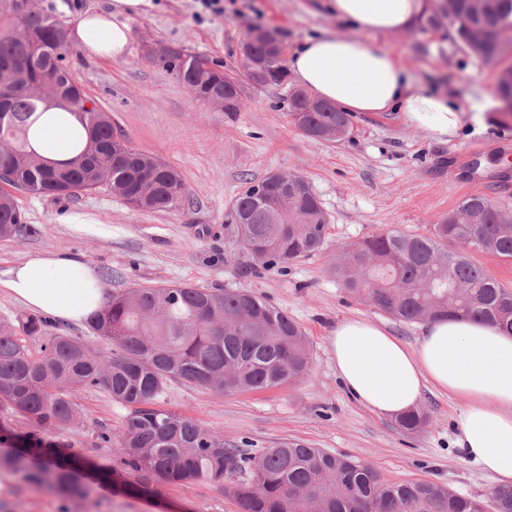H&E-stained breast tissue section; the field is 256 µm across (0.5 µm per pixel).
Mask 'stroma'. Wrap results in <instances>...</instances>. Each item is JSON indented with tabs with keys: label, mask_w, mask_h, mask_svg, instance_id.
Segmentation results:
<instances>
[{
	"label": "stroma",
	"mask_w": 512,
	"mask_h": 512,
	"mask_svg": "<svg viewBox=\"0 0 512 512\" xmlns=\"http://www.w3.org/2000/svg\"><path fill=\"white\" fill-rule=\"evenodd\" d=\"M130 21L133 40L119 61L69 58L70 74L109 112L136 151L176 168L188 201L166 212L130 208L99 190L60 198L18 193L27 232L0 239V270L45 254L84 257L100 272L107 292L165 284L243 288L285 311L305 332L312 350L309 373L270 390L216 394L187 382L170 384L162 408L191 417L225 442L241 448H273L296 440L345 454L374 467L384 481H429L482 499L495 481L463 461L454 446L461 400L427 392L428 416L420 431L402 430L348 395L332 361L328 332L336 321L361 317L416 345L420 326L402 323L349 293L329 268L340 248L389 229L427 233L469 194L512 196V119L499 122L497 74L512 66V53L480 62L460 51L447 20L377 34L418 85L441 87L462 106L485 104L487 127L463 130L440 144L407 127L395 112H357L353 131L339 143L317 144L291 124L286 89L245 85L240 112L216 110L196 99L162 64L150 59V43L203 54L225 72L243 78L239 47L249 32L274 31L283 55L307 36L326 29L348 34L324 0H219V11L201 0H152ZM305 176L330 217L325 249L280 269L242 253L224 234V214L242 188L243 176ZM84 212L110 228L97 237L74 230L69 214ZM79 425L46 434L86 462L82 481L90 499L58 495L0 469V512H240L214 484H158L143 473L123 471L119 484L100 482V471L117 464V443L97 441V431L120 432L125 407L100 390L78 392Z\"/></svg>",
	"instance_id": "obj_1"
}]
</instances>
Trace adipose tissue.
<instances>
[{"label": "adipose tissue", "instance_id": "ef3b65f1", "mask_svg": "<svg viewBox=\"0 0 512 512\" xmlns=\"http://www.w3.org/2000/svg\"><path fill=\"white\" fill-rule=\"evenodd\" d=\"M426 0H327L347 35L327 30L306 37L287 61L299 86L344 112H399L407 126L446 144L464 127L485 128L480 105L464 108L440 90L416 86L411 74L379 44V33L417 23ZM151 0H112L108 12L89 11L71 27L86 56L123 59L132 40L130 20ZM87 130L78 115L42 107L31 128V149L52 162H68L84 149ZM0 290L33 311L79 323L100 309L106 290L89 262L47 253L0 273ZM336 371L371 412L400 417L419 407L426 390L463 403L455 446L467 462L512 485V336L485 322L439 319L410 347L385 327L363 318L337 321L329 337Z\"/></svg>", "mask_w": 512, "mask_h": 512}]
</instances>
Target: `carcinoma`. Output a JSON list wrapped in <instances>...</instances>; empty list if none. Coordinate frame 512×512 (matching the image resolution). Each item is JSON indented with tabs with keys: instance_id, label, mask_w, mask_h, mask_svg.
<instances>
[{
	"instance_id": "1",
	"label": "carcinoma",
	"mask_w": 512,
	"mask_h": 512,
	"mask_svg": "<svg viewBox=\"0 0 512 512\" xmlns=\"http://www.w3.org/2000/svg\"><path fill=\"white\" fill-rule=\"evenodd\" d=\"M13 0H0V239L23 236L25 215L14 192L72 196L106 188L130 207L164 212L187 198L180 172L133 150L109 113L73 85L66 68L72 51L63 23L35 5L21 18ZM444 10L453 41L477 60L499 58L503 33L512 30V0H448L435 4L424 24ZM259 87H283L288 71L276 36L249 45ZM152 59L173 72L195 96L224 112L241 108V85L205 55L162 47ZM50 99L79 113L89 141L79 158L51 165L29 147L31 117ZM288 116L316 143L340 142L351 114L288 90ZM330 219L302 175L271 173L245 181L224 218L225 235L260 262L285 267L322 251ZM492 254L512 262V203L485 193L464 197L427 234L389 231L343 247L332 272L344 288L403 323L462 316L512 334V289L473 259ZM92 339L50 332L36 314L0 323V397L34 420L0 469L20 472L40 487L89 499L79 478L82 462L54 457L42 434L76 424L73 395L97 388L124 406L118 444L124 468L160 483L224 486L241 512H512V488H493L479 500L433 482L388 484L370 466L344 454L287 440L254 452L224 442L195 420L159 408L171 382L186 381L221 394L290 385L304 377L311 350L288 313L245 289L158 285L109 293L87 320ZM42 342L36 355L22 337ZM427 423L421 410L398 419L406 431Z\"/></svg>"
}]
</instances>
